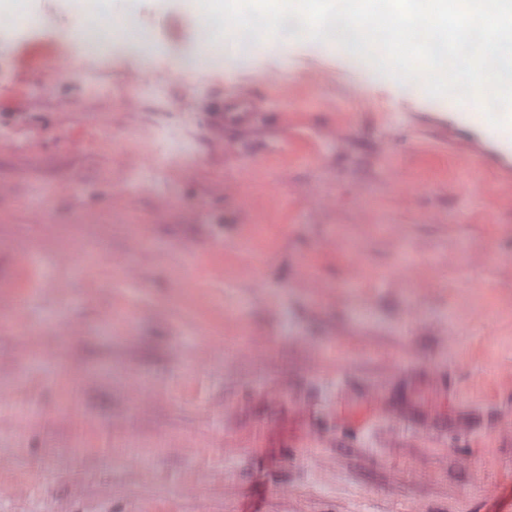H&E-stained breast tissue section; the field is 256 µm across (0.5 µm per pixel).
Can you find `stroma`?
<instances>
[{"label": "stroma", "instance_id": "obj_1", "mask_svg": "<svg viewBox=\"0 0 512 512\" xmlns=\"http://www.w3.org/2000/svg\"><path fill=\"white\" fill-rule=\"evenodd\" d=\"M138 9L130 62L123 0L95 53L0 0L43 21L0 41V512H512V172L418 81L304 38L203 78L204 0ZM217 117V122L213 126L214 131L217 134V139L215 141L216 147L219 150L223 149V140L221 139L224 124L225 123H234V124H246L250 121L252 117L251 112V100L245 95H239L234 99L230 100L225 106L224 112H214Z\"/></svg>", "mask_w": 512, "mask_h": 512}]
</instances>
